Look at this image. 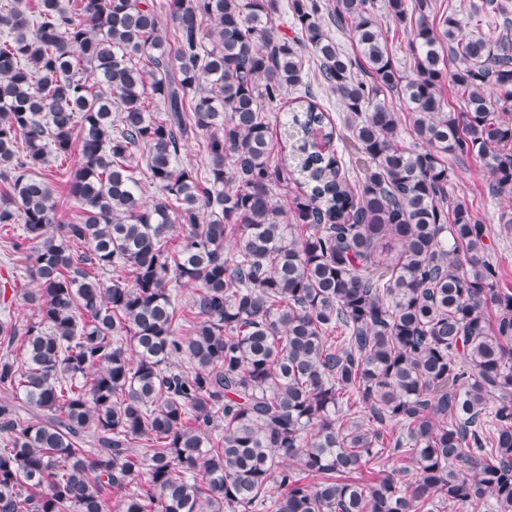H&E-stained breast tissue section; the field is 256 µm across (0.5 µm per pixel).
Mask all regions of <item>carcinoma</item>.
<instances>
[{
	"label": "carcinoma",
	"mask_w": 512,
	"mask_h": 512,
	"mask_svg": "<svg viewBox=\"0 0 512 512\" xmlns=\"http://www.w3.org/2000/svg\"><path fill=\"white\" fill-rule=\"evenodd\" d=\"M460 2L287 0L284 27L282 0L0 4V224L36 284V321L0 318V512H512V289L448 164L512 195V26ZM74 152L58 224L31 170Z\"/></svg>",
	"instance_id": "1"
}]
</instances>
